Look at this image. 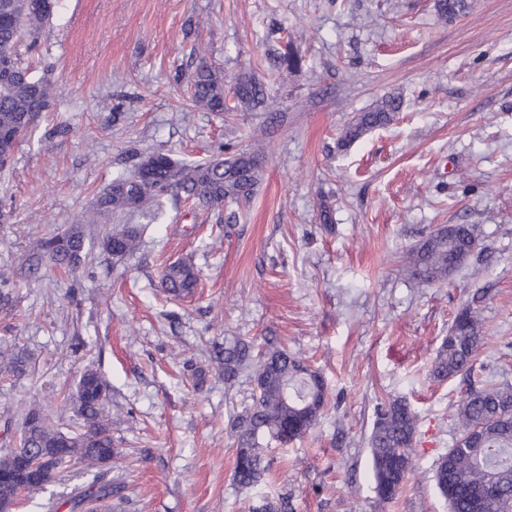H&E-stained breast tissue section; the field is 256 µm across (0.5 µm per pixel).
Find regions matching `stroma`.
<instances>
[{"label": "stroma", "instance_id": "1", "mask_svg": "<svg viewBox=\"0 0 512 512\" xmlns=\"http://www.w3.org/2000/svg\"><path fill=\"white\" fill-rule=\"evenodd\" d=\"M468 3L448 22L435 0H54L24 56L54 97L0 170V268L14 274L0 353L32 361L0 381V422L36 401L60 424L89 368L109 389L105 469L125 487L115 512H249L266 497L288 512H448L433 474L457 437L461 384L431 366L459 309L476 303L483 318L478 379L512 384V0ZM287 44L300 65L276 70ZM203 59L228 81L255 75L278 111L193 106L186 85ZM388 96L402 101L396 120L338 148ZM258 142L249 203L169 199L122 261L99 241L133 216L82 222L136 155L192 163ZM77 223L92 242L82 268L32 266L30 240ZM441 224L480 225V246L445 283L404 276V253ZM181 261L198 286L166 300L161 275ZM267 336L322 373L330 404L310 435L269 442V471L243 488L230 425L254 382L245 371L225 387L208 351ZM390 397L418 423L416 473L386 504L369 437ZM90 479L68 469L15 512Z\"/></svg>", "mask_w": 512, "mask_h": 512}]
</instances>
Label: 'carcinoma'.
<instances>
[{
	"instance_id": "cac0c4a2",
	"label": "carcinoma",
	"mask_w": 512,
	"mask_h": 512,
	"mask_svg": "<svg viewBox=\"0 0 512 512\" xmlns=\"http://www.w3.org/2000/svg\"><path fill=\"white\" fill-rule=\"evenodd\" d=\"M50 0H0V167L12 157L16 147L36 125L41 112L53 97V83L35 79L21 65L17 46L27 42L32 48L51 16ZM442 19L466 9V0H436ZM195 106L210 112L227 110L224 73L200 60L188 81ZM236 110L274 111L276 99L266 94L263 83L253 75L239 76L232 89ZM401 110V102L386 97L372 108L355 115L341 130L337 145L347 147L365 134L390 124ZM264 151L230 150L223 147L208 161L179 166L161 152L143 157L128 173L120 175L100 192L88 211L87 223L95 224L104 215L140 213L157 220L164 210V197L183 192L206 207L224 202L246 203L261 180ZM477 224H453L428 235L405 255L403 271L408 278L436 284L464 264L481 241ZM142 229L136 224H114L101 241V248L115 259L135 253L141 245ZM29 252L36 261L46 260L56 267L76 271L88 254V242L80 226L62 234L37 238ZM198 284V272L185 263L165 268L161 287L166 297L179 299L191 294ZM254 352V344L237 342L217 350L224 362V381L229 382L247 367L254 378L252 404L233 420L236 455L233 478L245 488L260 482L267 472L265 437L286 445L304 437L317 424L326 407L327 386L322 375L304 361L271 342ZM484 345L480 312L462 308L437 349L432 374L439 380L461 378L465 394L458 405L455 444L435 468L438 488L448 500L449 512H512V385H485L474 378V364ZM28 356L15 352L0 362V378L24 373ZM108 386L86 370L68 397V405L82 420L67 431L53 425L33 404L23 410L15 428V442L30 460H39L40 479L0 480V498L13 499L20 488L39 491L59 472L77 464L92 470L105 455H112V437L105 409ZM418 417L399 398L379 404L370 437L373 479L382 502L396 499L404 482L413 476L415 462L411 448L415 442ZM124 486L99 473L74 495L43 504L46 512H58L64 505L74 510L87 502L122 497Z\"/></svg>"
}]
</instances>
